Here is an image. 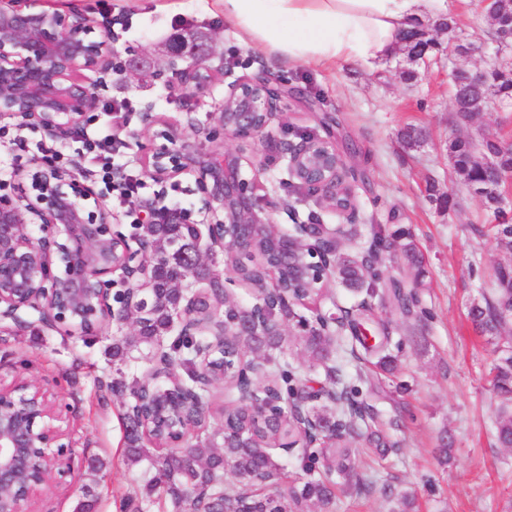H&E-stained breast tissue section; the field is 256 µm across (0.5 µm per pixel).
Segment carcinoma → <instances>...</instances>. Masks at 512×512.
Segmentation results:
<instances>
[{
  "label": "carcinoma",
  "instance_id": "1",
  "mask_svg": "<svg viewBox=\"0 0 512 512\" xmlns=\"http://www.w3.org/2000/svg\"><path fill=\"white\" fill-rule=\"evenodd\" d=\"M510 38L512 0H502L493 21L492 40ZM433 44L424 59L412 54V45H402L413 64L401 71L403 80L416 81L419 68L442 49L454 58L475 51L472 43L457 36L444 48L437 40ZM451 88L456 119L468 123L489 108L488 100H512V70L495 72L491 81L479 83L470 69L457 68ZM400 138L406 147L414 149L424 143L425 133L406 127ZM448 154L456 176L492 211L494 223L487 225V230L478 228L476 232L487 233L497 248L512 252V216L502 207L500 191L501 184L512 174V153L502 152L501 144L489 138L476 144L456 137L448 144ZM150 234L161 269L148 290L150 306L140 319L136 342L147 345L152 354L158 350L168 352L174 368L183 369L186 375L182 385L207 410L212 388L199 385L193 362V344L201 337L179 335L176 319L184 297L179 289L170 287L169 280L175 274L202 279L210 273L190 265L188 254L195 237L181 223L180 214L169 213L162 223L151 226ZM389 241L402 271L398 278L383 277L387 252L381 247ZM255 253L269 262L277 261L284 282L290 284L283 292L294 301L303 303L319 294L318 279L298 273L288 275V262L278 261L269 253L266 239L256 241ZM426 273L424 254L404 231L399 239L391 241L383 230L374 229L369 246L356 253L336 245V256L327 274L363 295L356 308L339 310L336 323L328 324L320 315L312 322L298 320L294 310L279 307L274 322L251 329L246 336L234 337L244 351L260 359L258 378L250 379V383H260L279 394L282 410L278 416L256 413L242 400L230 402L222 406V419L232 426V430L223 433L222 448L212 447L205 438L156 455L150 454L149 446L155 442L143 436L140 422L126 418V460L136 464L147 459L154 470L146 485L147 494L160 492L171 505V512H192L200 492L211 512H327L339 489H353L358 494L376 491V482L358 477L360 449L354 447V442L362 441L383 457L397 443L385 437L381 411L358 401L359 385H367L376 395L387 381L400 393L408 392L409 385L401 380V341L394 340L389 324L377 318L374 311L381 307L402 318L423 319L427 315L422 306ZM467 315L475 330L493 345L495 357L488 377L498 399L495 436L499 447L512 450V344H500L501 330L512 322V265L501 264L494 269L491 294L473 299ZM293 320L303 335H285L284 323ZM287 346L296 347L309 367L321 370L325 376L326 386L320 393L323 401L309 411L318 421L340 422L339 430L328 429L318 437L316 448L307 447L311 437L291 414V406L309 392L301 372L281 357ZM283 444L298 449L303 477L291 478L279 464L277 449ZM228 472L235 480L225 479Z\"/></svg>",
  "mask_w": 512,
  "mask_h": 512
}]
</instances>
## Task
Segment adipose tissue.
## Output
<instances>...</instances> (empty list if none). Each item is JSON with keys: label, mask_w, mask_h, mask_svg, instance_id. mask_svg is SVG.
<instances>
[{"label": "adipose tissue", "mask_w": 512, "mask_h": 512, "mask_svg": "<svg viewBox=\"0 0 512 512\" xmlns=\"http://www.w3.org/2000/svg\"><path fill=\"white\" fill-rule=\"evenodd\" d=\"M250 48L276 59L328 67L374 65L403 32L435 15L439 0H215Z\"/></svg>", "instance_id": "obj_1"}]
</instances>
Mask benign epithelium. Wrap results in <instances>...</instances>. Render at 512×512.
Here are the masks:
<instances>
[{"label": "benign epithelium", "instance_id": "benign-epithelium-1", "mask_svg": "<svg viewBox=\"0 0 512 512\" xmlns=\"http://www.w3.org/2000/svg\"><path fill=\"white\" fill-rule=\"evenodd\" d=\"M92 24L84 14L62 16L44 10H23L11 0L0 3V116L35 124L55 137L65 136L84 120L94 104L93 90L107 86L112 74L114 43L118 34L107 25L100 41L87 38ZM167 87L197 94L218 78L224 65H214L194 35L167 42L164 71ZM288 98V87L261 71L229 84L224 103L214 113L215 127L225 139L243 144L263 137L273 112ZM153 137L145 167L158 184L194 178L200 194L197 213L183 214L196 234L190 255L194 266L207 267L217 250L248 254L256 238L271 247L293 253L308 268L323 265L320 245L336 241L329 224H300L295 233L276 235L265 212L256 205L252 182L242 177L239 156L221 145H206L199 132L179 138L162 131ZM281 153L294 176L318 198L343 186L345 164L335 143L318 139L319 155L310 158L306 140L283 142ZM35 194L17 204H0V330L22 321L33 310L45 325L82 336L109 322L137 325L149 301L146 288L157 273L154 246L145 235L127 238L112 233V213L103 202L73 189V179L52 168L41 169ZM37 224L40 237H31L25 225ZM120 273L127 288L120 307L112 305V280ZM184 291L180 326L185 336L204 333L223 337L224 321L211 318L206 326L196 321V309L211 282L193 288L192 280L171 281ZM149 383L169 382L157 391V418L187 433L192 424L178 418L179 379L171 363L157 353L152 358ZM63 413L57 397L38 382L0 378V512H36L33 503L50 486L74 487L90 460L76 459V449L87 447L77 429L59 426Z\"/></svg>", "mask_w": 512, "mask_h": 512}]
</instances>
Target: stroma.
<instances>
[{"label":"stroma","mask_w":512,"mask_h":512,"mask_svg":"<svg viewBox=\"0 0 512 512\" xmlns=\"http://www.w3.org/2000/svg\"><path fill=\"white\" fill-rule=\"evenodd\" d=\"M20 6L93 17L91 36L99 40L106 36L105 18L122 22L115 44L118 57L136 61L141 77L109 83L90 117L94 126L106 128L113 104L126 97L136 100L138 110L129 116L128 147L120 160L138 169L154 143L142 133V109L152 108L183 136L188 114L200 126L212 128L210 114L229 91L227 83H216L190 108L155 78L165 59V41L175 31L173 20L181 21L182 32L199 36L207 53L223 56L233 77L265 69L294 90V97L284 101L272 122V140L252 139L240 155L243 176L259 181L257 203L275 233L292 231L297 224L339 222L287 172L279 142H295L310 133L335 140L341 150L356 145L357 154L345 159L346 180L355 195L350 222L357 229L348 246H366L372 224L386 225L391 234L410 232L427 258L423 304L432 313L423 323L413 318L391 320L394 335L402 339L403 379L410 391L378 400L377 405L394 420L389 435L399 447L384 461L362 455L359 473L390 485L393 493L415 496L419 512H512V451L496 441L495 403L486 380L492 347L466 316L467 303L489 291L494 267L512 263V253L473 232V225L487 223L488 218L481 199L452 174L448 154V142L457 136L512 141V112L492 109L468 124H456L448 60L443 55L413 84L401 78L407 61L398 52L371 68L278 63L243 45L213 0H108L104 5L99 0H20ZM444 10L457 18L458 36L482 48L480 54L464 59V66H484L495 45L489 38L491 21L478 0H444ZM409 125L427 132L423 145L410 151L398 141L399 131ZM45 138L41 129L20 128L14 119L0 121V166L14 163L25 172L20 179L9 177L7 187L0 189V201L31 194L30 176L43 164L36 144ZM88 184L114 212L113 231L126 236L135 232L128 210H140L156 198L184 212L200 205L190 180L177 185L149 182L130 206L113 200L97 178H90ZM450 189L459 206L448 213L439 210L432 195ZM134 334L131 325L112 322L92 335L67 336L35 321L0 333V377L9 380L18 374L50 384L66 407V418L89 443V455L103 460L101 470L82 472L83 484H89L98 499V512H121L126 492L144 487L143 466L125 461L120 401L98 389L99 380L115 378L120 371L141 378L149 373L151 364L140 350H132L122 368L112 363L113 342ZM419 336L426 337V346L416 344ZM445 434L453 438L452 459L446 464L440 462L437 450Z\"/></svg>","instance_id":"obj_1"}]
</instances>
